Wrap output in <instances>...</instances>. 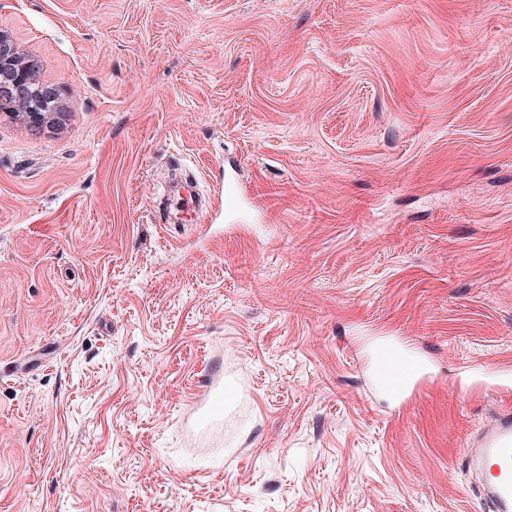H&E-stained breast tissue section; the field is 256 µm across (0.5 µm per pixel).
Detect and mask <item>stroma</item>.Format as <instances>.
<instances>
[{
	"label": "stroma",
	"mask_w": 512,
	"mask_h": 512,
	"mask_svg": "<svg viewBox=\"0 0 512 512\" xmlns=\"http://www.w3.org/2000/svg\"><path fill=\"white\" fill-rule=\"evenodd\" d=\"M0 512H485L512 407V0H0ZM184 217L188 175L214 207ZM432 383L398 406L370 347ZM224 433L185 430L214 367ZM18 48L12 37L0 30V103L9 107L10 100L23 105L22 97L34 83L32 62ZM21 99V100H19ZM476 447L470 451V461L486 482L483 492L490 512H511L512 410L483 433Z\"/></svg>",
	"instance_id": "35a3bbf8"
}]
</instances>
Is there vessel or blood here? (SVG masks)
I'll return each mask as SVG.
<instances>
[{"instance_id":"b4317fda","label":"vessel or blood","mask_w":512,"mask_h":512,"mask_svg":"<svg viewBox=\"0 0 512 512\" xmlns=\"http://www.w3.org/2000/svg\"><path fill=\"white\" fill-rule=\"evenodd\" d=\"M372 365L383 391L397 401L416 397L429 383L424 363L395 341L375 347ZM225 410L224 374L217 369L195 403L198 430L205 434L221 431ZM470 461L485 480L483 492L491 512H512V413L483 433L470 451Z\"/></svg>"}]
</instances>
